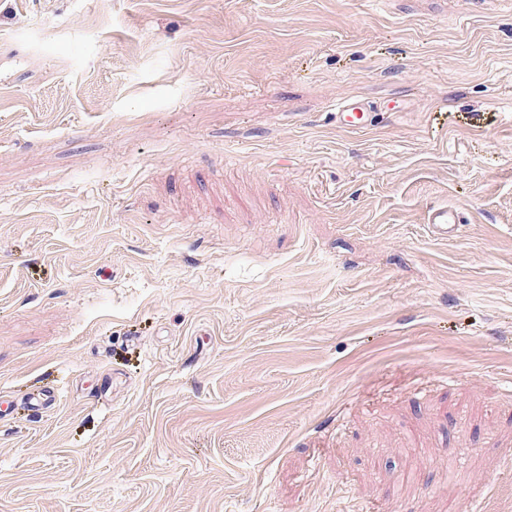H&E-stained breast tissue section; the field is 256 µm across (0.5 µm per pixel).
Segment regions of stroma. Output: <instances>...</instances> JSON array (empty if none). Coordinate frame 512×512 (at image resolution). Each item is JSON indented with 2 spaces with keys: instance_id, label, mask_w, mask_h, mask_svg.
Segmentation results:
<instances>
[{
  "instance_id": "stroma-1",
  "label": "stroma",
  "mask_w": 512,
  "mask_h": 512,
  "mask_svg": "<svg viewBox=\"0 0 512 512\" xmlns=\"http://www.w3.org/2000/svg\"><path fill=\"white\" fill-rule=\"evenodd\" d=\"M0 392V512H512V0H0ZM370 106L362 101H343L336 104V124L348 130L363 129L368 125ZM428 224L433 233L446 237L456 232L461 224V217L454 207L436 208L429 212Z\"/></svg>"
}]
</instances>
